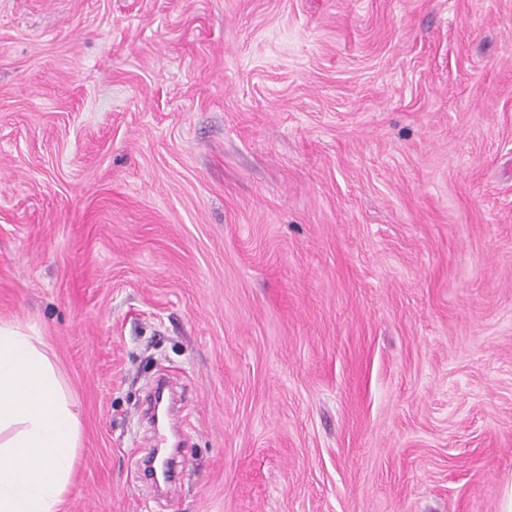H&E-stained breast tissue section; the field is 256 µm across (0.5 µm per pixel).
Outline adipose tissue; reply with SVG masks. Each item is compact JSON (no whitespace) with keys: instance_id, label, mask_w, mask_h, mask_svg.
<instances>
[{"instance_id":"adipose-tissue-1","label":"adipose tissue","mask_w":512,"mask_h":512,"mask_svg":"<svg viewBox=\"0 0 512 512\" xmlns=\"http://www.w3.org/2000/svg\"><path fill=\"white\" fill-rule=\"evenodd\" d=\"M79 421L34 330L0 324V512H58Z\"/></svg>"}]
</instances>
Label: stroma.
<instances>
[{
    "instance_id": "1",
    "label": "stroma",
    "mask_w": 512,
    "mask_h": 512,
    "mask_svg": "<svg viewBox=\"0 0 512 512\" xmlns=\"http://www.w3.org/2000/svg\"><path fill=\"white\" fill-rule=\"evenodd\" d=\"M0 321L79 410L61 512H500L512 0H0ZM167 425H172L170 417L167 419V423L162 425H157L154 428V453L155 455L158 453L161 457H166L167 459V471L166 478L164 481L167 483H171L175 479V475L177 472V467L174 463V454L176 448H168V438H167ZM154 455V456H155Z\"/></svg>"
}]
</instances>
